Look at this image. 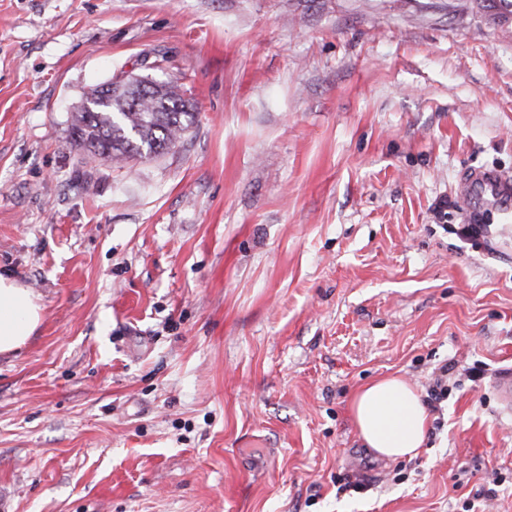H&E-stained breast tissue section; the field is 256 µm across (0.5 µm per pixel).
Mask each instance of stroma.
<instances>
[{
  "instance_id": "35a3bbf8",
  "label": "stroma",
  "mask_w": 512,
  "mask_h": 512,
  "mask_svg": "<svg viewBox=\"0 0 512 512\" xmlns=\"http://www.w3.org/2000/svg\"><path fill=\"white\" fill-rule=\"evenodd\" d=\"M131 77L197 110L120 167L71 123ZM474 168L512 177L499 0H0V272L42 307L0 512H512V213ZM449 363L418 454L369 452L354 394Z\"/></svg>"
}]
</instances>
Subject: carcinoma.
<instances>
[{"label":"carcinoma","mask_w":512,"mask_h":512,"mask_svg":"<svg viewBox=\"0 0 512 512\" xmlns=\"http://www.w3.org/2000/svg\"><path fill=\"white\" fill-rule=\"evenodd\" d=\"M102 87L91 90V108L73 114L72 141L92 156L117 164L132 158L154 157L174 147L189 129L193 105L182 97L177 82L156 86L146 94L129 88L104 98Z\"/></svg>","instance_id":"obj_1"}]
</instances>
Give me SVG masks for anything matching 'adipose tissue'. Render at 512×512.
I'll return each instance as SVG.
<instances>
[{"label": "adipose tissue", "mask_w": 512, "mask_h": 512, "mask_svg": "<svg viewBox=\"0 0 512 512\" xmlns=\"http://www.w3.org/2000/svg\"><path fill=\"white\" fill-rule=\"evenodd\" d=\"M41 318V306L33 292L14 277L0 273V355L20 350ZM351 410L365 446L378 457L410 458L425 442L427 410L403 378H384L363 387Z\"/></svg>", "instance_id": "adipose-tissue-1"}]
</instances>
